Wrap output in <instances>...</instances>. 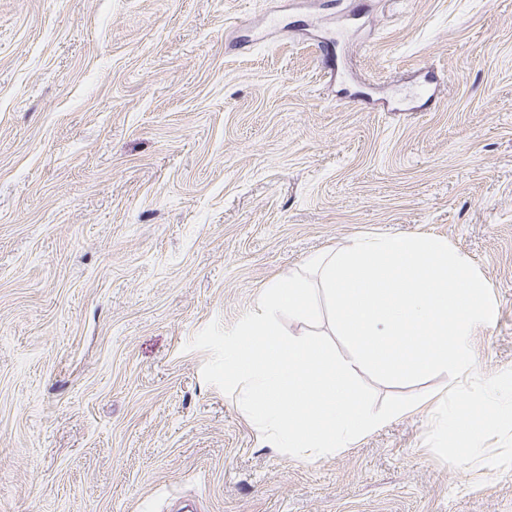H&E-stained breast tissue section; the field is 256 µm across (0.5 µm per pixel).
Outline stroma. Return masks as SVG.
<instances>
[{"label":"stroma","mask_w":512,"mask_h":512,"mask_svg":"<svg viewBox=\"0 0 512 512\" xmlns=\"http://www.w3.org/2000/svg\"><path fill=\"white\" fill-rule=\"evenodd\" d=\"M468 257L512 369V0H0V512H512L416 408L271 448L186 345L365 234Z\"/></svg>","instance_id":"obj_1"}]
</instances>
